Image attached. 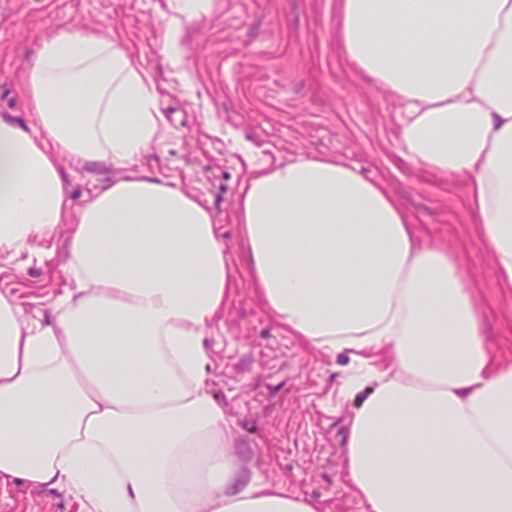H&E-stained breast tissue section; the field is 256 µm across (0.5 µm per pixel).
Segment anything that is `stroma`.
Instances as JSON below:
<instances>
[{"label": "stroma", "instance_id": "1", "mask_svg": "<svg viewBox=\"0 0 512 512\" xmlns=\"http://www.w3.org/2000/svg\"><path fill=\"white\" fill-rule=\"evenodd\" d=\"M338 0H208L201 19L184 23L183 65L164 52L173 0H0V114L27 128L36 119L23 95L24 70L40 40L59 28L111 32L151 73L171 132L163 153L143 167L176 179L208 205L229 260L237 258L234 200L251 164L300 156L331 157L383 183L422 237L443 240L459 257L485 318L497 360L512 364V290L503 288L466 204L464 181L397 161L400 103L342 55ZM252 148L244 158L239 143ZM75 205L117 176L110 165L62 160ZM54 248L52 263L39 251ZM64 233L0 257V292L18 300L28 321L47 322L68 288ZM206 341L211 392L260 478L317 502L320 512H363L342 470L344 437L357 401L344 380L358 366L349 353L304 344L281 329L244 276ZM0 512H78L53 488L0 490Z\"/></svg>", "mask_w": 512, "mask_h": 512}]
</instances>
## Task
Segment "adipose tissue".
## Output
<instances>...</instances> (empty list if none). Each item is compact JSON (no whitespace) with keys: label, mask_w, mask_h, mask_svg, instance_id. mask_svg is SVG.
<instances>
[{"label":"adipose tissue","mask_w":512,"mask_h":512,"mask_svg":"<svg viewBox=\"0 0 512 512\" xmlns=\"http://www.w3.org/2000/svg\"><path fill=\"white\" fill-rule=\"evenodd\" d=\"M344 57L403 105L400 159L467 182L512 287V0H340ZM37 129L0 115V255L70 227L47 324L0 293V485L79 512H319L241 467L203 338L242 271L290 335L374 353L344 470L366 512H512V365L489 350L457 256L355 167L255 166L238 261L202 198L141 169L170 133L115 35L50 32L25 75ZM125 169L74 207L59 156Z\"/></svg>","instance_id":"1"}]
</instances>
